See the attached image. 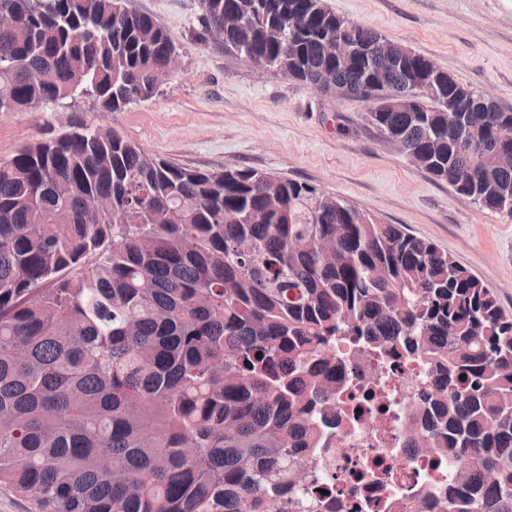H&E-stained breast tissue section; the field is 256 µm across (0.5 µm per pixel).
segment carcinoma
<instances>
[{"instance_id": "obj_1", "label": "carcinoma", "mask_w": 512, "mask_h": 512, "mask_svg": "<svg viewBox=\"0 0 512 512\" xmlns=\"http://www.w3.org/2000/svg\"><path fill=\"white\" fill-rule=\"evenodd\" d=\"M205 44L311 86L363 83L365 121L436 181L512 215V110L319 0H201ZM0 112L165 80L167 30L126 0H0ZM367 47L337 58L326 47ZM414 78L382 112L375 84ZM102 196L106 210L90 205ZM420 379L405 446L448 459V512H512V316L435 243L306 183L186 167L82 119L0 161V484L40 512H323L336 343Z\"/></svg>"}]
</instances>
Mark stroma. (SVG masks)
Wrapping results in <instances>:
<instances>
[{
	"label": "stroma",
	"instance_id": "obj_1",
	"mask_svg": "<svg viewBox=\"0 0 512 512\" xmlns=\"http://www.w3.org/2000/svg\"><path fill=\"white\" fill-rule=\"evenodd\" d=\"M128 4L166 28L179 53L175 75L155 97L121 112L101 111L88 99L52 112H0V160L82 118L181 165L254 168L304 182L435 243L512 315V216L481 210L433 181L368 125L363 102L326 96L197 42L200 0ZM324 4L512 109V0Z\"/></svg>",
	"mask_w": 512,
	"mask_h": 512
}]
</instances>
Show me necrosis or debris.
<instances>
[{"mask_svg": "<svg viewBox=\"0 0 512 512\" xmlns=\"http://www.w3.org/2000/svg\"><path fill=\"white\" fill-rule=\"evenodd\" d=\"M359 378L339 397L342 409L352 410L355 419L333 447L322 449L325 500L337 512H403L401 503L416 488L434 486L444 467L442 459L420 448H405L401 435L409 415L406 388L417 370L409 364L388 372L387 359L357 348L343 346ZM389 373L385 400L370 398L365 377Z\"/></svg>", "mask_w": 512, "mask_h": 512, "instance_id": "necrosis-or-debris-1", "label": "necrosis or debris"}]
</instances>
